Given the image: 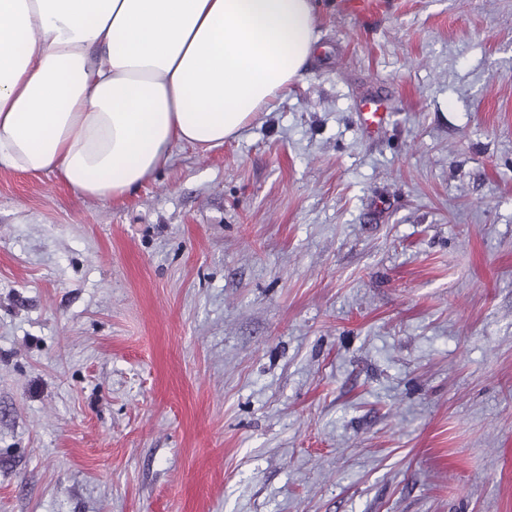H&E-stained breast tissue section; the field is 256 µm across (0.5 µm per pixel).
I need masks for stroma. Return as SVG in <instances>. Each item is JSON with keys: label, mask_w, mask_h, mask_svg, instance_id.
<instances>
[{"label": "stroma", "mask_w": 512, "mask_h": 512, "mask_svg": "<svg viewBox=\"0 0 512 512\" xmlns=\"http://www.w3.org/2000/svg\"><path fill=\"white\" fill-rule=\"evenodd\" d=\"M315 13L122 199L0 169V512H512V0Z\"/></svg>", "instance_id": "35a3bbf8"}]
</instances>
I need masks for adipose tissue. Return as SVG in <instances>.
<instances>
[{
    "instance_id": "obj_1",
    "label": "adipose tissue",
    "mask_w": 512,
    "mask_h": 512,
    "mask_svg": "<svg viewBox=\"0 0 512 512\" xmlns=\"http://www.w3.org/2000/svg\"><path fill=\"white\" fill-rule=\"evenodd\" d=\"M314 0H0V168L116 200L283 97Z\"/></svg>"
}]
</instances>
